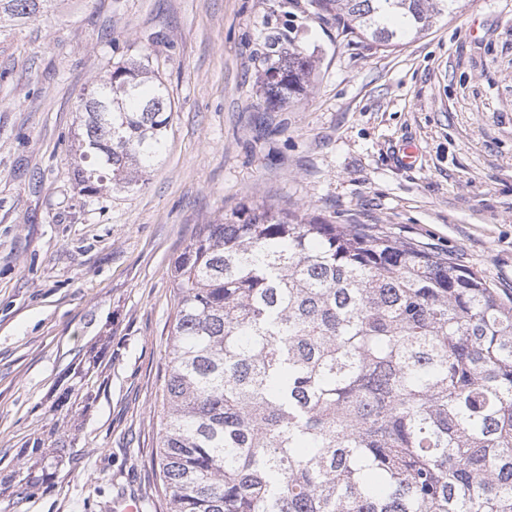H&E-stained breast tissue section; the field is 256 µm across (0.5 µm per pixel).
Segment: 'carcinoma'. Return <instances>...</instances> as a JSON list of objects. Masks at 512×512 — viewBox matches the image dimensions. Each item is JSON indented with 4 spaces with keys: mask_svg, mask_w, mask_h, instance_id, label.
Masks as SVG:
<instances>
[{
    "mask_svg": "<svg viewBox=\"0 0 512 512\" xmlns=\"http://www.w3.org/2000/svg\"><path fill=\"white\" fill-rule=\"evenodd\" d=\"M51 0H0L26 19ZM380 46L426 34L463 0H310ZM288 49L266 108L307 87ZM161 76L128 60L78 104L88 195L136 189L165 150ZM159 411L169 512H512V293L373 224L264 202L201 225L173 272ZM64 449L32 442L16 494Z\"/></svg>",
    "mask_w": 512,
    "mask_h": 512,
    "instance_id": "carcinoma-1",
    "label": "carcinoma"
}]
</instances>
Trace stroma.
<instances>
[{
    "label": "stroma",
    "mask_w": 512,
    "mask_h": 512,
    "mask_svg": "<svg viewBox=\"0 0 512 512\" xmlns=\"http://www.w3.org/2000/svg\"><path fill=\"white\" fill-rule=\"evenodd\" d=\"M286 48L315 75L268 112L258 75ZM143 56L173 102L166 150L140 188L83 195L79 99ZM255 201L381 225L512 291V0H466L392 47L310 0H54L1 18L0 486L33 438L75 445L0 512H112L121 497L169 512L156 451L174 263L202 224Z\"/></svg>",
    "instance_id": "35a3bbf8"
}]
</instances>
